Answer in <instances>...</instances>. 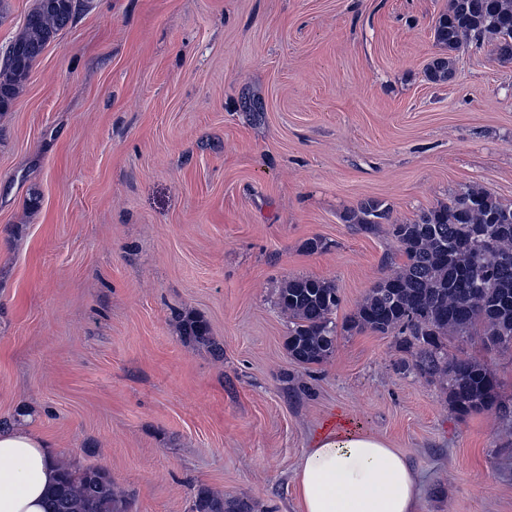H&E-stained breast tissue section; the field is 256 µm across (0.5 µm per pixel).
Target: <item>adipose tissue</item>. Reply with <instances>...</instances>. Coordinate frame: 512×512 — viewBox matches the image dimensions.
<instances>
[{
	"instance_id": "ef3b65f1",
	"label": "adipose tissue",
	"mask_w": 512,
	"mask_h": 512,
	"mask_svg": "<svg viewBox=\"0 0 512 512\" xmlns=\"http://www.w3.org/2000/svg\"><path fill=\"white\" fill-rule=\"evenodd\" d=\"M48 442L25 425L0 428V512H47L57 479ZM302 512H417L409 458L350 420L314 435L295 472Z\"/></svg>"
}]
</instances>
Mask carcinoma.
Wrapping results in <instances>:
<instances>
[{"instance_id":"1","label":"carcinoma","mask_w":512,"mask_h":512,"mask_svg":"<svg viewBox=\"0 0 512 512\" xmlns=\"http://www.w3.org/2000/svg\"><path fill=\"white\" fill-rule=\"evenodd\" d=\"M82 7V0H36L3 52L15 60L0 64V115L9 110L47 44L76 20ZM433 31L444 54L428 67V79L445 83L454 73L453 54L471 42L495 39L500 53L512 56V0H448ZM389 219V208L373 199L359 202L346 215L356 231L367 235L388 225L387 233L404 257L397 270L370 288L351 327L398 333L411 362L426 376L446 382L455 413L464 416L494 406L511 420L512 406L499 402L495 375L472 358L448 356V337L478 334L487 349L512 350V204L471 186L410 223L391 224ZM340 304L336 285L318 278H291L279 289L278 306L293 320L287 350L295 361L319 364L332 354ZM184 335L206 341L209 327L202 320H189ZM55 466L51 512H119L104 470L74 469L62 462ZM194 510L252 512V507L246 501L226 504L202 488Z\"/></svg>"}]
</instances>
